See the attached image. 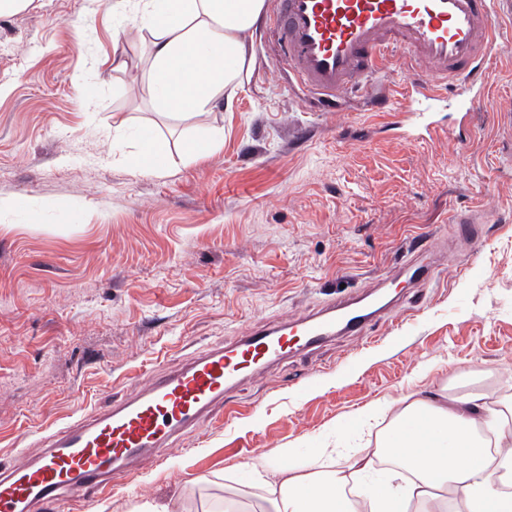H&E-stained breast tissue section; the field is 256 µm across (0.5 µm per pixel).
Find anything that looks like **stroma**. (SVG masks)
<instances>
[{
	"label": "stroma",
	"mask_w": 512,
	"mask_h": 512,
	"mask_svg": "<svg viewBox=\"0 0 512 512\" xmlns=\"http://www.w3.org/2000/svg\"><path fill=\"white\" fill-rule=\"evenodd\" d=\"M499 40L465 140L446 104L421 141L358 100L312 111L259 26L232 104L183 122L155 108L152 36L130 13L31 0L0 19V462L206 348L386 284L406 295L394 318L247 381L163 464L64 512L173 497L179 512L227 497L258 512L245 465L284 448L301 465L335 439L377 447L392 414L360 433L372 403L512 399V23ZM145 132L166 145L161 173L132 164ZM215 133L217 149L183 154ZM466 208L490 218L473 243L448 222ZM431 248L446 254L419 292L387 280Z\"/></svg>",
	"instance_id": "obj_1"
}]
</instances>
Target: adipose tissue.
Instances as JSON below:
<instances>
[{"label":"adipose tissue","instance_id":"1","mask_svg":"<svg viewBox=\"0 0 512 512\" xmlns=\"http://www.w3.org/2000/svg\"><path fill=\"white\" fill-rule=\"evenodd\" d=\"M266 0H136L152 34L149 91L159 111L186 119L233 96L250 69L247 39ZM380 444L403 474L400 485L371 479L374 452L352 455L367 475L347 496L345 472L332 468L249 465L250 484L269 512H512V491L496 488L499 468L512 474V427L480 395L403 397ZM348 469V470H349Z\"/></svg>","mask_w":512,"mask_h":512}]
</instances>
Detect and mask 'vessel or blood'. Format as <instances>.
Here are the masks:
<instances>
[{
    "label": "vessel or blood",
    "mask_w": 512,
    "mask_h": 512,
    "mask_svg": "<svg viewBox=\"0 0 512 512\" xmlns=\"http://www.w3.org/2000/svg\"><path fill=\"white\" fill-rule=\"evenodd\" d=\"M511 20L512 0H273L265 22L289 75L326 111H341L396 54L423 66V76L406 81L405 105L394 111L393 124L429 132L446 100H454L460 122L476 111L499 29ZM448 221L461 237L477 238L475 210L453 212ZM403 275L421 286L434 267L411 260ZM374 319L354 297H338L310 314L252 328L120 402L43 432L40 455L0 467V512H53L105 491L136 463H163L179 437L223 406L225 393L245 378L293 349L362 335Z\"/></svg>",
    "instance_id": "1"
}]
</instances>
